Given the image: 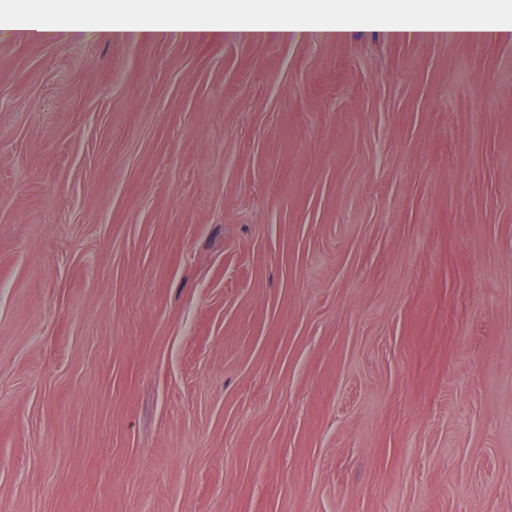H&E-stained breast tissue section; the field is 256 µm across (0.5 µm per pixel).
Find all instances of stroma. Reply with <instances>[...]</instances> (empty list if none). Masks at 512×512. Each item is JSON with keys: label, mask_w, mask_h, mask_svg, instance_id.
<instances>
[{"label": "stroma", "mask_w": 512, "mask_h": 512, "mask_svg": "<svg viewBox=\"0 0 512 512\" xmlns=\"http://www.w3.org/2000/svg\"><path fill=\"white\" fill-rule=\"evenodd\" d=\"M0 512H512V39L0 40Z\"/></svg>", "instance_id": "35a3bbf8"}]
</instances>
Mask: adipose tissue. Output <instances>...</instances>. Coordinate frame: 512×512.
Segmentation results:
<instances>
[{"mask_svg": "<svg viewBox=\"0 0 512 512\" xmlns=\"http://www.w3.org/2000/svg\"><path fill=\"white\" fill-rule=\"evenodd\" d=\"M505 0H39L35 10L0 13V37L101 34L116 40L168 33L205 40L286 39L304 32L341 40L374 30L393 40L468 41L512 34Z\"/></svg>", "mask_w": 512, "mask_h": 512, "instance_id": "1", "label": "adipose tissue"}]
</instances>
